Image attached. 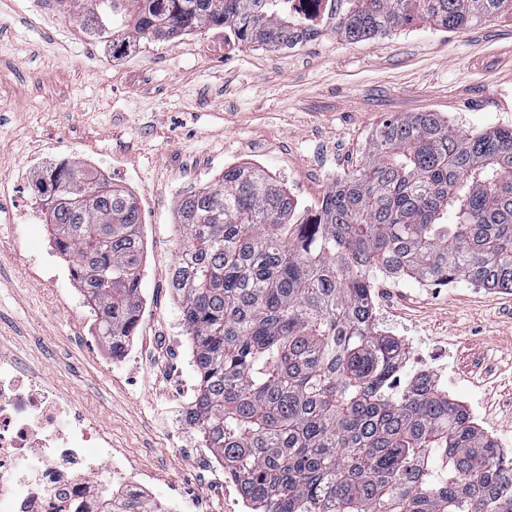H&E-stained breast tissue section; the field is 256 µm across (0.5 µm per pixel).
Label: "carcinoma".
<instances>
[{"label": "carcinoma", "mask_w": 512, "mask_h": 512, "mask_svg": "<svg viewBox=\"0 0 512 512\" xmlns=\"http://www.w3.org/2000/svg\"><path fill=\"white\" fill-rule=\"evenodd\" d=\"M310 24L277 0H95L121 44L229 27L290 48L416 22L463 30L512 0H329ZM47 223L116 351L139 322L144 243L133 196L78 166L39 174ZM169 287L195 348L193 422L257 512H512V457L431 375L394 381L405 353L376 329L370 273L512 290V126L470 134L438 112L374 129L366 154L300 216L253 165L181 196Z\"/></svg>", "instance_id": "obj_1"}]
</instances>
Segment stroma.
<instances>
[{
  "label": "stroma",
  "instance_id": "stroma-1",
  "mask_svg": "<svg viewBox=\"0 0 512 512\" xmlns=\"http://www.w3.org/2000/svg\"><path fill=\"white\" fill-rule=\"evenodd\" d=\"M92 0H0V219L34 213L23 230L0 229V352L62 387L95 415L112 445L146 453L159 495L187 493L199 512H224V493L168 442L164 416L184 404L171 378L197 381L195 364L156 343L168 330L189 342L168 286L181 236L176 204L216 184L225 167L252 163L313 211L359 163L373 129L405 112H439L470 133L512 126V16L463 31L418 24L350 43L326 33L292 49L245 46L224 29L143 40L112 52L89 31ZM59 157L128 189L145 244L137 365L107 368L103 337L71 324L94 314L78 281L46 291L32 257L54 230L31 185ZM382 330L424 337L450 354L439 382L477 426L512 438V292L458 281L384 289Z\"/></svg>",
  "mask_w": 512,
  "mask_h": 512
}]
</instances>
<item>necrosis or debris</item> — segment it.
Wrapping results in <instances>:
<instances>
[{
	"instance_id": "4bbe7bcc",
	"label": "necrosis or debris",
	"mask_w": 512,
	"mask_h": 512,
	"mask_svg": "<svg viewBox=\"0 0 512 512\" xmlns=\"http://www.w3.org/2000/svg\"><path fill=\"white\" fill-rule=\"evenodd\" d=\"M193 402L173 411L167 428L188 436L212 480L232 484L205 438L194 435ZM0 512H99L106 499L136 501L149 512H196L194 501L156 496V474L112 438L66 393L0 353Z\"/></svg>"
}]
</instances>
